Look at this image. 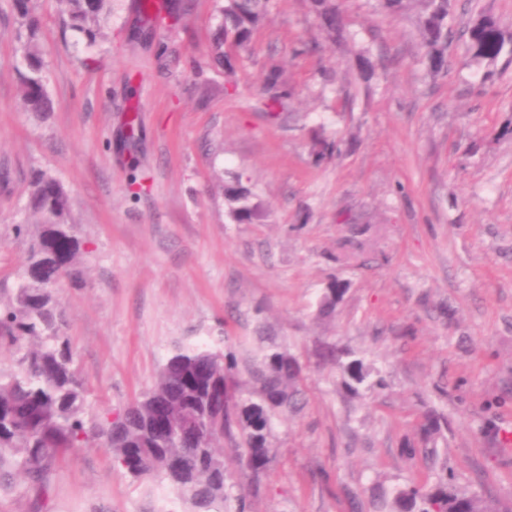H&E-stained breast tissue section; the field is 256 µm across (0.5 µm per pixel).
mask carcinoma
Returning <instances> with one entry per match:
<instances>
[{"mask_svg": "<svg viewBox=\"0 0 512 512\" xmlns=\"http://www.w3.org/2000/svg\"><path fill=\"white\" fill-rule=\"evenodd\" d=\"M25 34L19 35V71L25 110L37 118L52 111L47 91L43 49L33 0H13ZM65 24L94 43L111 0H58ZM419 25L430 69H447L448 46L464 39L477 61L512 53L497 20L487 14L471 19L459 33L448 27L451 0H416ZM269 0H223L211 50L233 76V60L247 49L267 14ZM317 17L334 38L342 26L336 0H314ZM230 212L239 224H250L259 205L248 191L228 188ZM27 208L39 231L16 273V288L0 298V491L14 487L17 475L42 490L53 457L66 448L102 443L115 464L135 478L154 477L174 490L197 512H226L230 497L224 455L215 443L227 439L237 459L252 474L269 462L268 442L275 423L302 404V367L281 344L270 343L245 365L247 380L238 379V362L221 349H177L163 365L153 387L115 419L87 418L91 392L75 367L70 341L63 334L58 284L66 277L83 280L78 258L81 245L71 222L70 196L50 172L35 174ZM348 284L335 280L326 288L319 312L329 314L342 300ZM351 392L374 373L350 354L334 356ZM394 512H486L474 495L456 491L441 480L422 491L400 488L392 499Z\"/></svg>", "mask_w": 512, "mask_h": 512, "instance_id": "obj_1", "label": "carcinoma"}]
</instances>
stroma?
Here are the masks:
<instances>
[{
	"mask_svg": "<svg viewBox=\"0 0 512 512\" xmlns=\"http://www.w3.org/2000/svg\"><path fill=\"white\" fill-rule=\"evenodd\" d=\"M140 2L112 0L91 43L38 0L54 106L41 122L23 110L19 23L0 0V295L25 258L29 181L50 171L82 247L85 285L58 289L90 416L123 410L176 348L244 363L272 338L299 356L304 398L259 478L224 447L247 512H377L380 495L445 477L512 512V449L495 442L512 427V56L478 64L457 42L434 76L416 7L341 0L332 41L308 0H271L229 79L210 54L215 0H162L186 8L171 28ZM480 11L512 36V0H453V26ZM273 72L290 92L276 118ZM319 136L338 152L316 156ZM235 172L262 206L255 223L229 213ZM336 279L348 290L319 315ZM330 348L384 387L346 392ZM0 512L190 507L93 445L59 454L43 491L18 480Z\"/></svg>",
	"mask_w": 512,
	"mask_h": 512,
	"instance_id": "1",
	"label": "stroma"
}]
</instances>
